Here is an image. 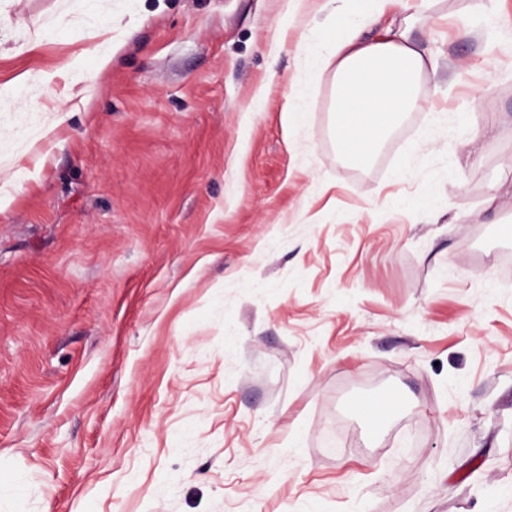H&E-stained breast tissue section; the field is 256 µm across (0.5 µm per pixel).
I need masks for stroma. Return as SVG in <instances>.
Instances as JSON below:
<instances>
[{
  "label": "stroma",
  "mask_w": 512,
  "mask_h": 512,
  "mask_svg": "<svg viewBox=\"0 0 512 512\" xmlns=\"http://www.w3.org/2000/svg\"><path fill=\"white\" fill-rule=\"evenodd\" d=\"M357 7L0 0V512H512V0L417 5L367 161ZM391 1L408 2L362 0L358 17L344 22L312 57L317 75L334 72L336 133L342 150L357 159L369 157L403 114L420 108L419 85L437 70L432 54L407 29L390 25L377 38L363 37Z\"/></svg>",
  "instance_id": "1"
}]
</instances>
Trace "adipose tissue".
Instances as JSON below:
<instances>
[{
  "mask_svg": "<svg viewBox=\"0 0 512 512\" xmlns=\"http://www.w3.org/2000/svg\"><path fill=\"white\" fill-rule=\"evenodd\" d=\"M386 2L363 0L357 18L344 22L312 57L316 73L335 75L336 133L342 150L357 159L369 157L403 114L419 108V85L437 70L408 30L389 27L364 38Z\"/></svg>",
  "mask_w": 512,
  "mask_h": 512,
  "instance_id": "obj_1",
  "label": "adipose tissue"
}]
</instances>
